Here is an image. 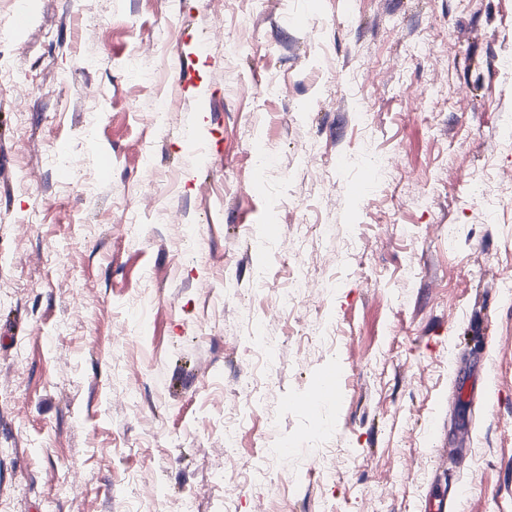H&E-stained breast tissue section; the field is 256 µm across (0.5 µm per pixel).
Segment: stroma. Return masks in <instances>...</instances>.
Wrapping results in <instances>:
<instances>
[{"label": "stroma", "mask_w": 512, "mask_h": 512, "mask_svg": "<svg viewBox=\"0 0 512 512\" xmlns=\"http://www.w3.org/2000/svg\"><path fill=\"white\" fill-rule=\"evenodd\" d=\"M14 8L0 512H512V0ZM334 379V375H327L326 378L322 379L315 387L317 390L316 393L313 394L308 401H304L303 405L310 409H314L323 405L324 402L334 399L337 394V387Z\"/></svg>", "instance_id": "stroma-1"}]
</instances>
